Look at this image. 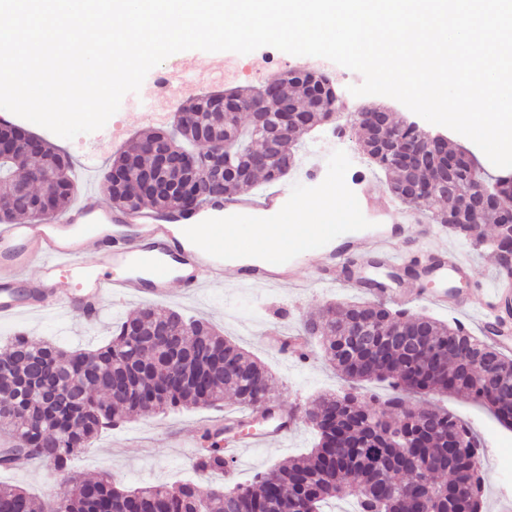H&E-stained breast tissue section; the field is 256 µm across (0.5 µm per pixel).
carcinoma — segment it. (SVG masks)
Here are the masks:
<instances>
[{"label": "carcinoma", "instance_id": "1", "mask_svg": "<svg viewBox=\"0 0 512 512\" xmlns=\"http://www.w3.org/2000/svg\"><path fill=\"white\" fill-rule=\"evenodd\" d=\"M281 95L293 104L288 134L270 139L278 124L268 106L245 109L239 104L255 89L206 93L186 101L169 131L139 133L112 159V170L125 169L124 182L112 187V204L135 209L148 200L156 210H178L164 193L138 195L142 172L154 165L152 149L164 144L174 154L196 155V148L229 136L239 151L267 154V163L244 176L224 178L228 199L261 175L276 183L294 166L292 146L307 131L333 119L338 86L324 73L292 70L280 76ZM247 111L252 125L238 127L236 114ZM362 150L389 177L390 193L436 224L470 241L487 242L481 226L501 223L500 201L512 195V175L494 182L477 211L462 202L486 185L483 172L464 148L430 143L423 131L387 114L385 124L361 126ZM0 139L30 144L0 158V223L16 216L39 219L43 204L59 212L73 198L76 183L69 159L27 129L0 121ZM416 152L412 166L399 156ZM185 326V355L164 369L153 342L159 327L173 320ZM315 338L326 360L345 381L335 394L316 398L306 417L315 432L314 447L299 457L259 472L248 484L201 489L177 481L127 489L104 475L77 477L71 462L83 447L110 426L136 416L179 407H212L232 394L244 407L256 409L269 396L271 374L239 344L211 323L173 309L140 308L112 326V340L95 350H71L35 342L17 334L0 346V431L27 438L25 456L64 487L67 512H320L333 501L354 497L359 512H481L485 473L477 452L478 436L447 409L430 407L414 414L399 394H460L486 406L493 418L512 430V359L459 324L394 310L382 301L334 302L302 326ZM433 342L426 349L421 341ZM470 352L496 360V372L485 376L471 366ZM235 366L224 373V360ZM51 373L56 399L29 397L32 377ZM392 380L398 395L381 403L364 392L373 381ZM209 445L193 465L201 474H224L228 466L220 440ZM449 475L439 483L436 476ZM56 512L49 499L37 505L23 488L0 483V512Z\"/></svg>", "mask_w": 512, "mask_h": 512}]
</instances>
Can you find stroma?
Instances as JSON below:
<instances>
[{"label": "stroma", "mask_w": 512, "mask_h": 512, "mask_svg": "<svg viewBox=\"0 0 512 512\" xmlns=\"http://www.w3.org/2000/svg\"><path fill=\"white\" fill-rule=\"evenodd\" d=\"M237 62L241 74L238 79L221 84H211V91H229L243 87H258L270 77L283 74L299 67L318 68L319 58L294 56L271 46L261 47L248 54L235 52H204L189 50L174 54L162 63L164 69L179 71L184 63L193 62L201 66L219 61ZM140 93L152 102L151 110H143L130 99H122L119 110L113 115L112 125L103 129L81 134L74 139L61 138L51 131L29 124L34 132L67 155L74 167L78 189L101 188L105 171L113 156L123 150L128 142L142 130L151 128L148 112L165 113L169 107L157 97L151 80H144ZM363 105L385 108L407 122H418L423 130H431L427 121L418 120L397 100L381 96L356 97L343 93L339 100L338 122L351 125L353 116ZM120 125L122 134L107 151H100L99 144L104 135L110 134L113 125ZM99 153L100 159L95 170H86L82 165L84 155ZM337 180L352 184L357 180L358 171L370 173L371 191L378 196L388 195L386 175L363 155L357 134H350L345 140V149L337 153L332 162ZM449 248L467 260L473 275L470 280L459 283L458 289L469 301L468 311L451 314L425 302L414 305L415 313L429 315L441 320L451 318L462 322L473 335H480V308L483 290L491 285L499 268V261L490 249L476 247L456 235L447 238ZM367 294L343 286H324L311 283L305 290H297L291 284L277 288H252L238 285L237 277L228 273L224 285L213 288L194 297L184 296L181 290H174L166 302L167 307L186 314L202 317L215 325L225 337L237 341L249 354L262 361L272 374L269 397L275 402L296 404L298 409H307L313 400L325 392L340 390L344 382L326 361L318 344H311L309 359L304 363H293L287 354L278 353L272 341L280 334L298 331L301 323L315 315L329 301H361ZM138 303H130L106 310L94 322L75 312L47 314L41 317H23L12 321H0V344L16 333H27L30 338L54 339L73 349H95L105 345L111 338L112 326L125 316L138 310ZM435 405L458 412L480 436L486 449L483 456L488 468L487 485L483 512H499L502 504L512 502V490L504 491L501 479L493 470V459L502 454H512V431L506 430L494 421L487 411L463 398L456 396L434 397ZM209 414L208 409L192 408L139 417L127 424L107 429L97 438L95 447L80 454L73 462L78 475L93 479L109 474L121 485L134 489L149 485L167 483L177 478H196L201 486H209L206 476L195 475L189 461L192 448L182 447L177 435L183 434L194 421ZM315 434L305 418H298L296 429L274 447L252 452L246 458L235 461V479L244 483L250 481L256 472L277 464L285 459L300 455L312 448Z\"/></svg>", "instance_id": "stroma-1"}]
</instances>
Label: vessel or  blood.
I'll list each match as a JSON object with an SVG mask.
<instances>
[{
  "instance_id": "vessel-or-blood-1",
  "label": "vessel or blood",
  "mask_w": 512,
  "mask_h": 512,
  "mask_svg": "<svg viewBox=\"0 0 512 512\" xmlns=\"http://www.w3.org/2000/svg\"><path fill=\"white\" fill-rule=\"evenodd\" d=\"M335 148V143H323L320 161L302 172L300 191L318 197L337 189L336 180L327 177L322 164ZM351 204L358 212L387 214L395 208L388 198L366 194L352 198ZM294 215L291 194L285 189L212 201L192 215L146 208L110 210L95 189H85L52 222L0 224V318L60 310L93 318L116 303L169 299L177 287L187 296L220 288L229 244L252 258L239 269L248 285L276 288L297 282L298 262L317 250L322 255L319 282L361 289L371 255H378L380 264L389 269H402L406 265L403 243L434 232L429 224H400L389 232L361 235L350 225L337 223L336 211L330 208L320 212L318 223L294 225L290 237L277 238L278 227L293 225ZM91 249L99 252L106 273L80 269V258ZM33 263L38 266L34 277L28 272ZM422 272L438 283L427 294L434 306L467 308V300L449 294L445 287L448 279L464 280L471 274L470 265L455 251L436 249ZM67 273L75 283L63 296L58 284ZM294 425V417L279 410L276 426L262 434L242 435L230 454L238 458L270 447Z\"/></svg>"
}]
</instances>
